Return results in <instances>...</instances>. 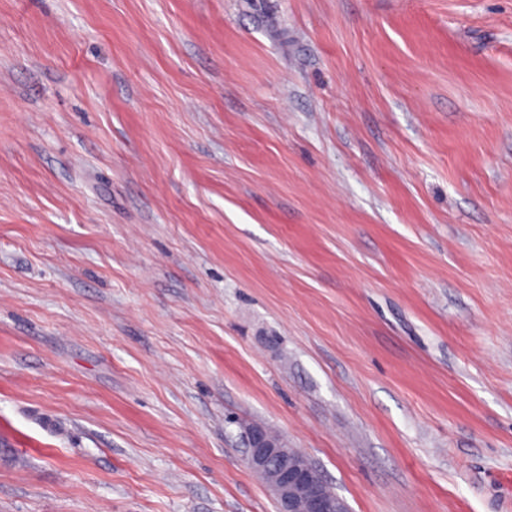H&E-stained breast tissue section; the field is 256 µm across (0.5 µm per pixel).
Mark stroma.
Segmentation results:
<instances>
[{
    "instance_id": "35a3bbf8",
    "label": "stroma",
    "mask_w": 512,
    "mask_h": 512,
    "mask_svg": "<svg viewBox=\"0 0 512 512\" xmlns=\"http://www.w3.org/2000/svg\"><path fill=\"white\" fill-rule=\"evenodd\" d=\"M512 512V0H0V512ZM247 464L272 493L278 512H345V503L327 490L319 470L262 425L245 429Z\"/></svg>"
}]
</instances>
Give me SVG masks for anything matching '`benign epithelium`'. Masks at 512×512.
<instances>
[{
	"instance_id": "7a95c632",
	"label": "benign epithelium",
	"mask_w": 512,
	"mask_h": 512,
	"mask_svg": "<svg viewBox=\"0 0 512 512\" xmlns=\"http://www.w3.org/2000/svg\"><path fill=\"white\" fill-rule=\"evenodd\" d=\"M245 441L247 464L265 481L277 512H346L345 503L327 490L304 453L258 424L245 429Z\"/></svg>"
}]
</instances>
